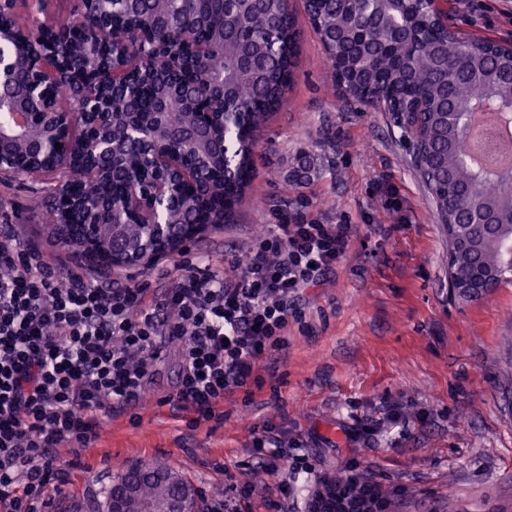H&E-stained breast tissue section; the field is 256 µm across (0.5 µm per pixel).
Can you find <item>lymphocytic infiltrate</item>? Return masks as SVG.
Wrapping results in <instances>:
<instances>
[{"mask_svg":"<svg viewBox=\"0 0 512 512\" xmlns=\"http://www.w3.org/2000/svg\"><path fill=\"white\" fill-rule=\"evenodd\" d=\"M347 224L303 220L255 238L244 267L218 275L183 261L166 293L149 283L94 285L85 268L67 280L52 255L0 227V512H47L67 467L58 448L93 447L98 413L141 405L149 371L169 343L183 372L170 403L189 425L223 423L224 398L262 390L261 364L288 343L297 301L318 287L345 253ZM283 498L300 488L336 491V512H386L385 493L358 468L327 480L294 459Z\"/></svg>","mask_w":512,"mask_h":512,"instance_id":"f902f5d3","label":"lymphocytic infiltrate"}]
</instances>
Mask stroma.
I'll return each instance as SVG.
<instances>
[{"label":"stroma","mask_w":512,"mask_h":512,"mask_svg":"<svg viewBox=\"0 0 512 512\" xmlns=\"http://www.w3.org/2000/svg\"><path fill=\"white\" fill-rule=\"evenodd\" d=\"M457 31L512 43V0H439ZM294 91L257 135L252 204L237 223L190 241L198 266L221 273L247 253L257 226L299 215L347 224L351 241L323 285L307 290L305 320L261 368L262 391L224 400V422L189 427L158 406L181 365L168 346L152 366L138 413L99 417V439L71 470L58 512H99L113 474L136 462L175 467L225 512L228 476L249 482L251 512H274L279 478L253 446L266 421L298 442L316 474L365 468L397 492V512H512V281L469 302L448 287V237L416 173L396 116L343 96L306 15ZM310 180L283 192L300 154ZM54 186L0 178V225L46 246L41 212ZM397 404L403 424L390 426Z\"/></svg>","instance_id":"obj_1"}]
</instances>
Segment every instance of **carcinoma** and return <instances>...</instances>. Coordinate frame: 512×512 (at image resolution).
I'll return each instance as SVG.
<instances>
[{
  "label": "carcinoma",
  "mask_w": 512,
  "mask_h": 512,
  "mask_svg": "<svg viewBox=\"0 0 512 512\" xmlns=\"http://www.w3.org/2000/svg\"><path fill=\"white\" fill-rule=\"evenodd\" d=\"M84 0H56L52 12L54 47L66 50L77 29L97 20L98 10ZM112 27L127 34V42L100 43L101 63L134 68L124 86L109 90L105 99L114 112H147L150 103L140 87L153 82L169 100L168 120L193 127L214 92L212 79L224 77V111L211 118L208 142L224 153H201L204 172L224 169V183L202 181L192 197L171 196L165 209L173 219L169 234L184 224H233L251 193L256 176V133L285 102L293 89L302 31L291 0H138L132 10L113 3ZM309 23L327 54L334 84L343 95L365 105H381L364 97L375 88L390 95L387 111L401 115L403 136L412 143L413 166L426 185L444 229L456 240L448 248V274L489 276L495 288L509 281L512 263V176L496 178L474 167L455 114L468 112L484 94L499 105L512 103V50L487 38L447 30L434 0H303ZM12 81L24 98L49 100L72 107L73 91L66 82H37L21 65ZM140 145L132 142L112 164L113 178L124 182L139 175ZM49 159L32 158L17 178L36 182L45 176ZM312 163L301 157L286 181L296 186L310 177ZM105 193L102 182H89L82 197L97 203ZM115 216H103L86 235L73 228L71 244L88 240L99 249L145 242L141 225L121 197L113 199ZM63 215L46 206L44 222L54 241Z\"/></svg>",
  "instance_id": "1"
}]
</instances>
